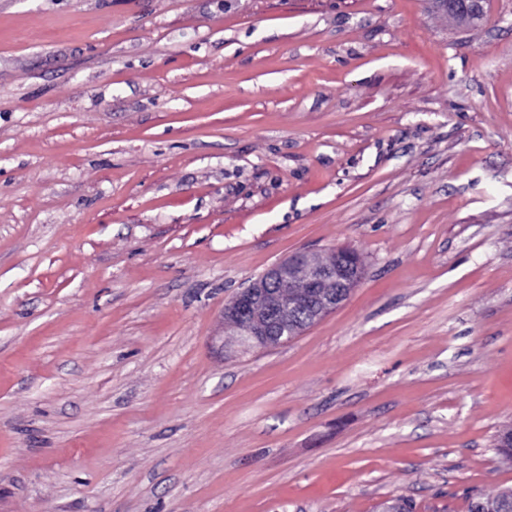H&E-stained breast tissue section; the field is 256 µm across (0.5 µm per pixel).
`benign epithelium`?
<instances>
[{
	"label": "benign epithelium",
	"mask_w": 512,
	"mask_h": 512,
	"mask_svg": "<svg viewBox=\"0 0 512 512\" xmlns=\"http://www.w3.org/2000/svg\"><path fill=\"white\" fill-rule=\"evenodd\" d=\"M362 267L353 250L317 264L304 251L273 265L267 277L240 289L224 309V322L245 330L244 344L267 349L297 335L298 324L315 323L346 300L361 278ZM300 278L305 287L285 298L279 281Z\"/></svg>",
	"instance_id": "1"
}]
</instances>
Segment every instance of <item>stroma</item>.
I'll list each match as a JSON object with an SVG mask.
<instances>
[{
    "label": "stroma",
    "instance_id": "obj_1",
    "mask_svg": "<svg viewBox=\"0 0 512 512\" xmlns=\"http://www.w3.org/2000/svg\"><path fill=\"white\" fill-rule=\"evenodd\" d=\"M508 430L512 0H0V512H468ZM337 252V258H336ZM330 262L317 264L305 251H298L273 265L267 277L240 289L224 309V322L245 330L244 344L267 349L299 336L298 324L315 323L346 300L361 278L362 267L353 250L334 251ZM300 278L305 287L283 297L280 280ZM325 286L331 288L325 291Z\"/></svg>",
    "mask_w": 512,
    "mask_h": 512
}]
</instances>
